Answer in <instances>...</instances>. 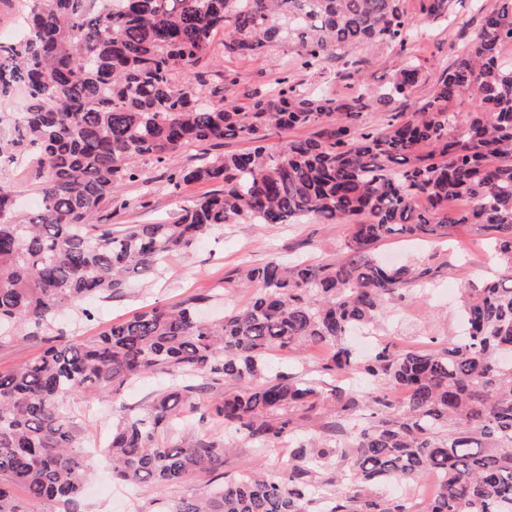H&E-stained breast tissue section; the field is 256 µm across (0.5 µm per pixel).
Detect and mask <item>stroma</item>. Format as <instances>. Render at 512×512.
Masks as SVG:
<instances>
[{"label": "stroma", "instance_id": "35a3bbf8", "mask_svg": "<svg viewBox=\"0 0 512 512\" xmlns=\"http://www.w3.org/2000/svg\"><path fill=\"white\" fill-rule=\"evenodd\" d=\"M495 6L496 0H452L456 21L451 31L425 24L429 38L418 47L417 55L425 59L427 71L412 98L400 100V112L407 116L414 112L415 100L425 96L439 72L452 63L454 47L477 35L479 9L490 10ZM223 41V33H216L210 67L203 79L209 90L223 91L226 101L239 106L269 93L276 80L285 76L311 91L333 95L353 92L362 83L377 87L391 76L398 63L394 49L372 47L362 51L358 71L341 81L336 77L335 64H328L320 74L309 72L294 65L291 53L284 48L270 49L257 60L242 61L225 54ZM223 72L234 76L233 84H222L219 75ZM138 167L140 179L126 183L119 202L112 206L113 224H150L169 217L177 208L170 192L169 168L148 160L140 161ZM348 234V225L329 224L320 219L300 224H228L221 232L199 238L188 253L173 256L160 275L137 279L110 299L88 301L86 308L91 310V317H84L83 310H68L59 317L56 326L68 336L84 339L113 321L132 317L144 306H171L211 288L220 292V300L213 307L214 313L220 314L245 304L250 297L243 289L225 286V273L240 265L263 263L273 254L310 263L331 261L341 256ZM376 254L393 265L427 266L435 271L432 284L419 294L384 306L372 341L400 349H443L458 321L456 299L460 289L487 279L512 277V272L488 250L483 232L468 226L437 241L386 239L377 244ZM272 364L327 390L357 386L351 378L322 372L323 353L317 349L299 357L277 353ZM158 388L157 379L149 376L125 384L115 397L95 405L82 398L71 399L68 413L80 426L81 447L104 446L113 415L125 407L149 404ZM230 446L224 457V471L230 476L246 474L258 466L277 472L290 453L284 444L259 452L243 438L234 439ZM89 464L90 487L83 492L82 512H162L166 503L199 492L209 480L208 475L194 474L163 490L153 486L130 490L113 480L102 457L92 456Z\"/></svg>", "mask_w": 512, "mask_h": 512}]
</instances>
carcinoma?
<instances>
[{
  "mask_svg": "<svg viewBox=\"0 0 512 512\" xmlns=\"http://www.w3.org/2000/svg\"><path fill=\"white\" fill-rule=\"evenodd\" d=\"M451 0H420L421 12L450 27ZM20 36L0 39V101L16 91L22 107L0 114L11 135L8 161L30 158L41 181L40 207L22 208L0 183V343L18 333L40 339L37 358L0 371V512H29L43 500L80 512L88 480L70 399H103L128 381L167 378L151 403L127 408L112 424V475L130 486L161 488L195 473L221 484L168 503L165 512H312L314 475L341 457L351 487L326 497L323 512H409L383 497L393 479L438 476L428 512H512V277L463 289V334L436 351L380 347L362 359L347 337L373 325L388 300L406 297L434 271L391 266L373 250L390 237H446L475 226L512 269V0L485 13L476 37L456 51L415 117L396 103L422 78L410 54L425 35L404 0H25ZM225 53L258 59L287 47L299 66L320 72L329 60L355 65L373 46L397 50L399 64L382 89L349 98L314 94L279 80L247 107L213 103L196 86L215 33ZM187 81L180 84L176 76ZM474 99L465 119L448 104ZM375 106L394 113L384 129H362ZM311 128L273 148L267 131ZM246 139L224 153L170 175L178 196L191 183L218 189L183 201L164 224H108L112 201L138 177L136 163H173L187 148ZM465 199L469 206L448 211ZM315 217L346 224L345 256L290 265L277 256L224 279L258 292L218 319L199 313L209 293L154 306L85 341L46 335L56 314L84 299L110 298L131 279L153 275L175 253L226 224H296ZM326 351L323 370L379 390L403 392L402 411L372 396L380 413L362 424L365 400L325 392L284 372L269 373L275 352ZM264 384L250 385L258 375ZM205 379L210 394L182 418ZM326 403L351 423L352 440L296 438L290 415ZM220 426L258 448L295 438L280 473L258 468L220 473ZM21 487L19 500L13 488Z\"/></svg>",
  "mask_w": 512,
  "mask_h": 512,
  "instance_id": "carcinoma-1",
  "label": "carcinoma"
}]
</instances>
